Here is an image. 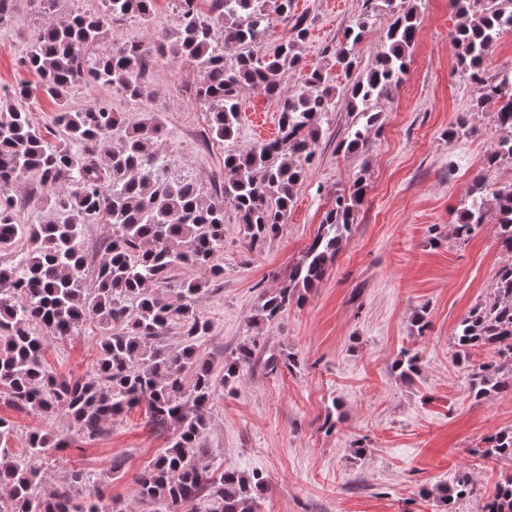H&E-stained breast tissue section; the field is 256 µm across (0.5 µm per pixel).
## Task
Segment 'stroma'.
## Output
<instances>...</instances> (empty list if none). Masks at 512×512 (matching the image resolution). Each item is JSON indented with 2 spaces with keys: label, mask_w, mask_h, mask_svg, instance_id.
Returning a JSON list of instances; mask_svg holds the SVG:
<instances>
[{
  "label": "stroma",
  "mask_w": 512,
  "mask_h": 512,
  "mask_svg": "<svg viewBox=\"0 0 512 512\" xmlns=\"http://www.w3.org/2000/svg\"><path fill=\"white\" fill-rule=\"evenodd\" d=\"M363 0H294L293 12L313 25L301 48L306 69L331 71L332 47L362 12ZM422 18L402 82L378 104L380 120L368 150L347 154L354 114L345 95L322 123L317 153L305 168L295 204L282 233L249 250L234 217L225 224L224 273L210 282L199 310L211 329L197 342L199 358L222 369L224 360L248 337L258 339L255 365L235 389L218 390L202 438L205 461L216 468L260 472L267 487L259 512H439L428 489L468 476L472 495L456 512H482L501 479L503 463L483 458L485 437L512 428V395L470 397L468 368L455 360L453 336L459 321L492 296L497 270L512 262L494 222L465 242L452 234L458 210L467 203L476 176L497 188L512 182V166L488 169L484 159L500 131L495 103L472 109L474 86L457 64L452 34L461 16L449 0H414ZM41 21L37 0H16L8 25L0 29V95L36 77L21 63L26 38ZM175 23L172 0H155L151 22L118 26L97 52L113 42L157 41ZM201 73L173 54L157 57L146 76L150 102L104 85L71 91L80 108L91 100L111 105L126 122L158 113L177 166L192 168L203 185L224 170V146L209 138L207 106L193 87ZM239 142L264 141L259 126L277 122L279 105L255 89L242 90ZM457 135H449L451 126ZM369 188L353 232L326 278L300 304L272 324L255 323L266 291L282 286L303 250L316 236L336 194L356 177ZM429 327L417 333L415 312ZM100 329L87 320L69 336H49L43 355L59 376L92 372L99 357ZM294 353L293 369L269 372V354ZM417 354V371L404 379L394 362ZM0 416L14 425L10 445L25 446L29 431L73 432L58 412L41 416L20 411L0 398ZM336 428L325 431V418ZM172 426L149 425L145 408L116 417L103 435L77 438L75 447L49 449L42 492L60 486L67 468L96 477L104 503L124 512H154L141 503L135 478L164 448ZM367 448L354 458L349 446Z\"/></svg>",
  "instance_id": "1"
}]
</instances>
